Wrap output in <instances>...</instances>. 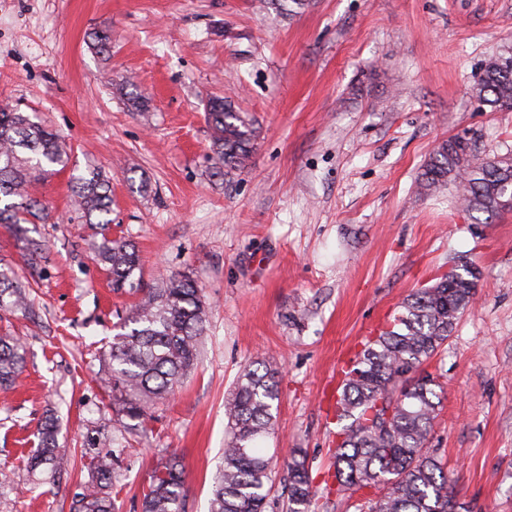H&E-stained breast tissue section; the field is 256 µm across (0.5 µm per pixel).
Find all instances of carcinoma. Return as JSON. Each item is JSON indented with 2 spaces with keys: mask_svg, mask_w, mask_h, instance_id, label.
I'll return each mask as SVG.
<instances>
[{
  "mask_svg": "<svg viewBox=\"0 0 512 512\" xmlns=\"http://www.w3.org/2000/svg\"><path fill=\"white\" fill-rule=\"evenodd\" d=\"M93 47L108 56L111 37L91 34ZM472 96L495 111L512 112V52L491 57L472 88ZM211 150L225 172L242 171L251 162L256 131L234 104L212 98L206 104ZM62 137L34 117L0 107V225L17 230L26 243L30 275L39 276L46 262L43 244L26 235L23 225L44 219L41 199L33 191L68 166ZM75 211L93 226L100 240L94 259L112 287L140 295L112 338L106 386L122 417L141 422L153 403L170 395L197 364L206 336V309L195 281L170 275L159 288L136 286L141 279L134 242L110 235L112 190L95 167L71 175ZM456 186L468 213L491 219L512 202V157L481 156L469 140L456 135L442 142L426 160L418 182L422 192ZM479 275L468 263L410 293L397 314L343 371L336 396L334 482L323 480V494L373 489L368 512H455L448 472L437 449L428 447L439 410L434 378L415 376L447 342L476 294ZM0 311L32 312L29 293L15 270L0 263ZM25 364V346L15 336H0V389L17 381ZM279 371L269 361H254L240 371L224 400L227 439L222 466L214 477L210 512H267L272 490L271 461L257 443L273 433V408L279 400ZM56 422L45 419L32 449V469L58 474L68 459L57 451ZM94 468L72 512H119L111 485L120 456L109 442L91 443ZM288 484L282 491L285 512H309L318 493L307 453L289 450ZM141 512H186L182 463L174 454L161 458L141 501Z\"/></svg>",
  "mask_w": 512,
  "mask_h": 512,
  "instance_id": "cac0c4a2",
  "label": "carcinoma"
}]
</instances>
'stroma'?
<instances>
[{"mask_svg":"<svg viewBox=\"0 0 512 512\" xmlns=\"http://www.w3.org/2000/svg\"><path fill=\"white\" fill-rule=\"evenodd\" d=\"M96 29L110 57L91 46ZM510 48L512 0H0V103L57 129L73 169L106 173L111 234L138 246L145 287L185 273L207 303L197 368L125 426L101 375L133 297L93 259L72 170L39 186L36 316L0 322L27 349L16 387L0 390V512H70L89 479L81 449L103 437L123 452L120 512H140L162 448L183 459L187 512H208L224 397L265 359L280 370L276 432L260 443L274 485L289 448L320 477L336 448L325 396L338 368L463 259L480 271L477 298L425 365L441 385L429 445L458 512H512V210L480 224L455 186L416 187L448 137L512 154V112L471 96L485 61ZM212 96L257 130L245 170L217 173ZM49 414L72 460L57 476L27 468Z\"/></svg>","mask_w":512,"mask_h":512,"instance_id":"35a3bbf8","label":"stroma"}]
</instances>
